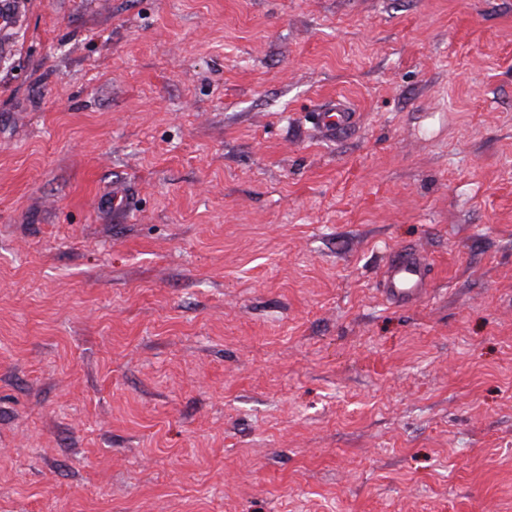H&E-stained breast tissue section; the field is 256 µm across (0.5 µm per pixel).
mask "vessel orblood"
Instances as JSON below:
<instances>
[{"instance_id":"1","label":"vessel or blood","mask_w":512,"mask_h":512,"mask_svg":"<svg viewBox=\"0 0 512 512\" xmlns=\"http://www.w3.org/2000/svg\"><path fill=\"white\" fill-rule=\"evenodd\" d=\"M318 123L326 134L348 129L355 121V114L341 101L330 103L318 112ZM431 286L429 263L422 252L408 248L394 252L388 259L381 295L389 303L405 307L424 299Z\"/></svg>"}]
</instances>
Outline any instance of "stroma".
Listing matches in <instances>:
<instances>
[{
  "instance_id": "1",
  "label": "stroma",
  "mask_w": 512,
  "mask_h": 512,
  "mask_svg": "<svg viewBox=\"0 0 512 512\" xmlns=\"http://www.w3.org/2000/svg\"><path fill=\"white\" fill-rule=\"evenodd\" d=\"M28 2L0 512H512V0ZM317 117L322 131L328 135L348 129L355 121L354 112L340 100L328 104ZM429 263L422 252L411 248L398 250L388 259L381 295L389 303L405 307L416 304L430 292Z\"/></svg>"
}]
</instances>
